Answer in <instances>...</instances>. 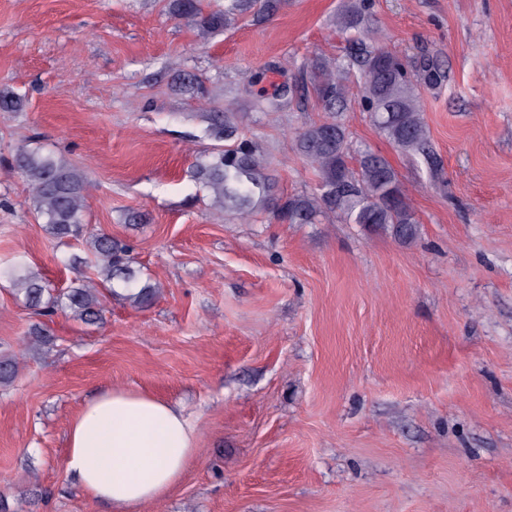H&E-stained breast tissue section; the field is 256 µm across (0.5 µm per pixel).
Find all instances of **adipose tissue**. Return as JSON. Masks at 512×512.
I'll return each instance as SVG.
<instances>
[{
    "mask_svg": "<svg viewBox=\"0 0 512 512\" xmlns=\"http://www.w3.org/2000/svg\"><path fill=\"white\" fill-rule=\"evenodd\" d=\"M197 454L189 419L148 393L107 390L69 425L68 471L113 512H137L162 499Z\"/></svg>",
    "mask_w": 512,
    "mask_h": 512,
    "instance_id": "adipose-tissue-1",
    "label": "adipose tissue"
}]
</instances>
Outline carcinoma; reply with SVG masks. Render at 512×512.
Returning <instances> with one entry per match:
<instances>
[{
  "label": "carcinoma",
  "mask_w": 512,
  "mask_h": 512,
  "mask_svg": "<svg viewBox=\"0 0 512 512\" xmlns=\"http://www.w3.org/2000/svg\"><path fill=\"white\" fill-rule=\"evenodd\" d=\"M255 6L262 10L268 3L224 0V8L207 10L203 0L170 2L173 15L192 19L203 36L231 25L237 16ZM371 6V0H348L336 14V30L367 35ZM178 78L184 87L193 90L196 110L207 114L210 136L218 142L237 139L233 147L217 146L210 154L197 158L194 177L214 209L232 212L241 224L253 223L262 212L279 224H315L319 217L335 213L348 224L389 229L403 242L416 236L414 211L394 167L370 150L352 156L347 130L337 119L313 123L296 138L298 153L318 173L316 191L279 195L267 173L269 162L265 154L254 141L239 137L247 115L215 111L213 100L199 88L196 76L183 72ZM353 84L360 89V107L380 133L403 152L429 156L418 80L403 58L362 42L357 52L336 60L333 66L315 65L313 87L325 110L343 111ZM15 166L25 186L38 188L37 193L28 194L27 203L43 220L49 234L60 240L81 236L89 188H98L88 171L72 166L42 145L18 148ZM89 250L91 260L76 253L60 258L68 269L97 270V276L85 274L65 289L53 288L27 270L21 257L5 262L0 275L10 280L15 295L23 297L25 304L38 314L69 312L88 325L101 319V301L106 296H119L140 307L151 304L159 286L143 278L134 267L128 245L99 232L91 235ZM36 341L45 344L49 337L25 336L0 359L1 380L10 379L19 370Z\"/></svg>",
  "instance_id": "cac0c4a2"
}]
</instances>
